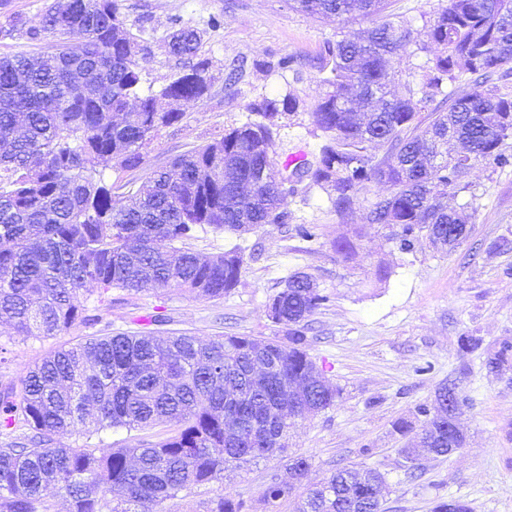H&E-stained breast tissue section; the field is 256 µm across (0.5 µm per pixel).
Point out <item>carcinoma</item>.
Returning a JSON list of instances; mask_svg holds the SVG:
<instances>
[{"label": "carcinoma", "instance_id": "1", "mask_svg": "<svg viewBox=\"0 0 512 512\" xmlns=\"http://www.w3.org/2000/svg\"><path fill=\"white\" fill-rule=\"evenodd\" d=\"M339 23L369 20L365 34L328 41L319 55L324 96L311 108L327 137L315 161L300 159L296 179L279 177L275 120L296 112L289 92L250 103L252 118L224 136L176 157L139 185L108 183L104 171L143 164V149L163 127L179 122L182 104L206 98L194 79L205 60L155 93L143 90L138 39L121 18L119 0H54L37 27L35 55L0 56V323L25 338L56 336L87 320L86 286L177 287L209 298L234 291L243 250L203 256L188 241L206 224L243 235L285 224L283 205L297 182L326 191L343 218L368 183L391 191L371 202L366 220L390 229L409 253L420 234L456 247L468 238L465 208L450 210L448 193L468 189L478 163L506 166L512 140V95L497 82L512 74V0H446L419 43L408 21L381 19L387 0H293ZM74 32L82 42L71 46ZM203 32L173 20L166 52L193 60ZM415 45L433 51L417 83L393 85L400 58ZM467 76L468 90L443 84ZM168 108L158 107L159 99ZM430 109L426 116L421 112ZM458 140L464 152L447 155ZM386 148L380 160L372 150ZM330 301L311 275L296 271L267 303L284 336H216L202 341L116 331L54 350L21 386L0 388V512H50L47 491H65L70 512H145L184 491L221 478L285 448L296 419L336 404L329 384L303 348V323ZM512 361V347L487 358L491 370ZM421 439L437 456L462 447L448 418L424 408ZM174 423L156 443L126 448H67L55 437L129 431ZM385 480L376 469L340 467L295 503L294 512H347ZM291 487L275 480L263 496L276 512ZM221 496L209 512H243ZM433 512H471L461 499Z\"/></svg>", "mask_w": 512, "mask_h": 512}]
</instances>
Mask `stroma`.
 I'll return each mask as SVG.
<instances>
[{
  "mask_svg": "<svg viewBox=\"0 0 512 512\" xmlns=\"http://www.w3.org/2000/svg\"><path fill=\"white\" fill-rule=\"evenodd\" d=\"M53 0H8L0 8V56L40 52V43L10 31V17L38 24ZM445 0H388L387 18L407 19L427 38V20ZM128 29L139 35L145 57L144 87L158 91L184 69L168 55L164 39L173 19L203 31L200 58L210 62L212 86L201 102L185 106L178 123L162 128L144 150L134 172L109 169L106 179L140 181L152 170L170 165L190 149L220 139L225 128L243 123L248 105L262 96L290 92L303 110L287 116L276 136L277 163L304 152L315 157L323 144L313 105L324 93L317 56L325 41L339 32H361L367 19L343 23L292 8L290 0H121ZM300 59L298 72L278 68L284 56ZM471 189L449 197L458 208L470 204L473 228L451 251L420 237L413 252H400L388 231L367 229L371 202L388 191L371 184L360 204L341 220L319 188L299 189L284 206L288 221L267 224L235 237L206 226L192 247L214 255L241 246L244 269L238 288L223 298H207L181 288H120L100 293L88 287L84 300L93 319L75 323L58 335L27 340L0 324V387L20 386L28 366L45 354L105 335L108 329L149 336L187 333L208 340L216 336L275 337L279 328L266 312L269 295L293 271L311 274L330 296L327 305L305 324L306 349L328 380L341 390L336 404L307 415L290 428L287 449L242 468L225 469L222 479L182 492L166 501L165 512H207L211 499H243L248 512H270L262 491L271 480L291 483L294 496L350 465L382 472L381 512H432L441 499L460 498L472 512H512V367L490 372L483 354L512 342V167L485 163L467 176ZM298 224H311L317 244L302 240ZM354 237L350 257L334 244ZM474 336L481 348L469 352L460 339ZM454 384L460 404L458 423L465 442L450 455L419 454L406 460L405 437L393 423L411 421L421 431L417 408L432 404L438 388ZM306 457L310 467L294 478L292 458ZM415 479H408V471Z\"/></svg>",
  "mask_w": 512,
  "mask_h": 512,
  "instance_id": "obj_1",
  "label": "stroma"
}]
</instances>
